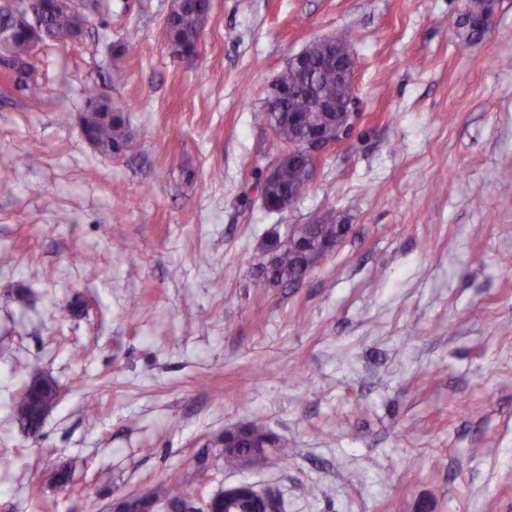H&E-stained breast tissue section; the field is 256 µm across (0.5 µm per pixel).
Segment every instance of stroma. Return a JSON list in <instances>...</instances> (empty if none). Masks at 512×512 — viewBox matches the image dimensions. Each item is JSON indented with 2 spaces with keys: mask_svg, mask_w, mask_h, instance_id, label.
Returning a JSON list of instances; mask_svg holds the SVG:
<instances>
[{
  "mask_svg": "<svg viewBox=\"0 0 512 512\" xmlns=\"http://www.w3.org/2000/svg\"><path fill=\"white\" fill-rule=\"evenodd\" d=\"M464 2L210 0L181 59L174 0H81L82 39L32 54L38 99L0 69V512H108L175 476L283 512H512V0L471 43ZM344 29L361 120L267 211L271 86ZM91 85L128 151L84 138ZM330 216L339 245L265 287L269 233ZM37 376L60 393L32 435ZM253 420L288 457L199 482ZM55 398L56 384L53 380L30 381L15 402L17 419L28 430L36 432L42 417L43 405L48 404L50 409L54 405Z\"/></svg>",
  "mask_w": 512,
  "mask_h": 512,
  "instance_id": "stroma-1",
  "label": "stroma"
}]
</instances>
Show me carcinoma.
I'll return each mask as SVG.
<instances>
[{
    "label": "carcinoma",
    "mask_w": 512,
    "mask_h": 512,
    "mask_svg": "<svg viewBox=\"0 0 512 512\" xmlns=\"http://www.w3.org/2000/svg\"><path fill=\"white\" fill-rule=\"evenodd\" d=\"M41 27L39 32L18 21L15 9L9 4L0 5V47L8 57L13 69L14 83L28 90L31 97L39 95L40 87L31 79L29 56L33 41L55 42L74 41L83 34L85 20L79 11L65 9L56 0H42ZM210 0H174L164 27L165 39L169 48L179 57H189L198 51L200 36L210 18ZM493 14V0H467L464 17L471 19ZM354 35L349 32L338 33L335 40L326 46L315 43L310 46L311 53L325 58L334 51L346 52L352 48ZM281 82L288 90L283 99V109L300 116V123L293 131L288 126L281 127L280 148L284 142L296 140L309 133L314 123L311 105L322 96L339 93L340 87L336 69L330 67L287 68L281 75ZM89 109L83 116L86 139L105 154H120L132 143V133L127 124L125 113L112 107L110 100L101 96L98 89L87 90ZM311 179L308 163L301 156L276 158L270 175L262 184L267 206L277 212L291 207L302 198L310 188ZM307 243L288 246L280 238H273L266 250V258L257 265V276L264 285L287 288L300 283L318 262L341 241L348 233V225L341 222L318 220L304 225ZM56 398V384L52 380L42 379L29 382L15 402L16 417L28 430L35 432L39 428L43 405L53 406ZM248 443L254 446H269L272 451L284 455L279 437L261 422L250 421ZM244 448L229 449L217 457V467L224 470L243 466ZM141 494L168 503L178 502L184 497L180 484L169 480L155 487L141 491Z\"/></svg>",
    "instance_id": "cac0c4a2"
}]
</instances>
